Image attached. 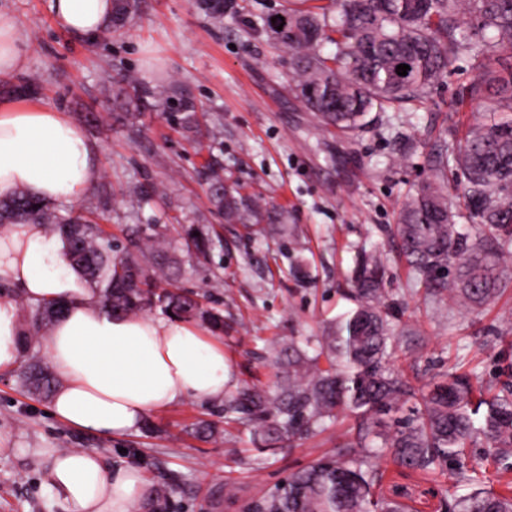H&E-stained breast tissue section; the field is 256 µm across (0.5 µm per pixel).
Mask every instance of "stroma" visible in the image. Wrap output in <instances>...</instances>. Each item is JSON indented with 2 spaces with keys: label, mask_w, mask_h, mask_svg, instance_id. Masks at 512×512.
<instances>
[{
  "label": "stroma",
  "mask_w": 512,
  "mask_h": 512,
  "mask_svg": "<svg viewBox=\"0 0 512 512\" xmlns=\"http://www.w3.org/2000/svg\"><path fill=\"white\" fill-rule=\"evenodd\" d=\"M213 25L194 0H141L139 18L123 32L84 38L54 25L50 0H0L27 41L22 72L0 76V97L36 78L25 103H46L77 122L95 142L101 177L75 209L112 236L115 256L130 247L131 231L160 225L175 240L179 272L171 287L203 295L222 309L219 342L229 366V395L244 386L273 390L288 376L277 363L288 341L313 350L324 327L352 310L348 279L361 250L388 256V299L408 336L398 347L420 383L444 373L479 378L484 392L501 388L512 371V262L506 288L480 311L430 295L399 261L391 232L403 205L430 174L434 156L458 143L488 115L489 101L460 100L474 73L459 57L447 77L414 112H391L354 137L322 131L315 113L285 94L289 56L251 21L282 0H245ZM155 65V82H177L216 121L209 144H197L166 112L142 111L135 125L118 91L127 76ZM218 158L232 177L267 205L285 211L284 225L247 237L241 225L214 215L203 172ZM129 185L151 187L149 204L125 196ZM210 227L217 245L208 258L190 256L178 240L183 227ZM306 279H297L295 265ZM49 399L30 393L21 370L0 373V429L20 448H88L110 463L137 466L148 484L176 479L169 512H246L291 474L357 444L360 418L346 413L295 446L266 443L253 425L223 404L188 400L152 413L154 430L102 437L70 427L49 413ZM217 424L220 438L192 436L199 422ZM384 473L379 493L415 512H443L455 489L456 467L423 475L376 454ZM0 512H62L42 472L21 456H0Z\"/></svg>",
  "instance_id": "35a3bbf8"
}]
</instances>
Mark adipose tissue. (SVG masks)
<instances>
[{
  "instance_id": "adipose-tissue-1",
  "label": "adipose tissue",
  "mask_w": 512,
  "mask_h": 512,
  "mask_svg": "<svg viewBox=\"0 0 512 512\" xmlns=\"http://www.w3.org/2000/svg\"><path fill=\"white\" fill-rule=\"evenodd\" d=\"M51 10L56 27L75 36L112 25V0H52ZM26 54L17 20L0 11V75L21 71ZM99 177L96 148L67 113L0 99V199L23 192L74 204ZM0 284L9 289L0 296V371L19 366L31 333L18 300L65 308L46 329L43 347L59 380L50 412L67 425L121 435L184 400H223L229 369L221 344L178 320L108 314L98 289L70 266L60 237L43 225L0 228ZM30 454L63 512H130L150 498L139 468L110 466L96 450Z\"/></svg>"
}]
</instances>
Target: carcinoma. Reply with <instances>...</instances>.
<instances>
[{"label": "carcinoma", "mask_w": 512, "mask_h": 512, "mask_svg": "<svg viewBox=\"0 0 512 512\" xmlns=\"http://www.w3.org/2000/svg\"><path fill=\"white\" fill-rule=\"evenodd\" d=\"M112 29L124 27L139 0H113ZM204 15L219 21L233 3L196 0ZM282 29H277V26ZM265 29L290 56L284 89L320 118L324 130L357 135L385 112L415 110L461 55L476 71L461 97L480 100L493 90L498 100L489 121L471 127L462 141L431 162L430 176L403 206L397 236L410 273L434 295H448L478 311L503 287V254L512 244V67L500 57L512 53V0H290L288 7L261 18ZM335 50L323 52V44ZM406 64L407 75L396 67ZM130 81L144 105L163 101L179 127L200 134L204 110L176 87ZM468 202L476 227H459L448 205V174ZM211 200L224 223L240 224L258 236L263 224H278L281 214L213 164L206 175ZM34 222L61 236L71 265L97 288L114 314L139 316L157 306L172 315L200 319L213 332L224 331L221 310L203 308L191 296L161 288L138 256L112 257V239L98 225L61 212L19 193L0 199V225ZM134 247L156 246L155 265L171 263L158 225L137 230ZM186 247L205 257L214 239L205 227L185 230ZM386 271L376 251L359 254L350 277L356 308L329 325L313 355L290 345L281 351L288 383L275 392L247 387L230 405L238 419L259 429L268 441L301 438L345 411L369 419L387 415L405 396L419 398L413 418L393 431L366 430L382 441L394 462L432 471L481 445L499 458L512 456V389L487 399L470 379L445 375L424 390L418 376L393 360L399 331L384 288ZM328 367H320V358ZM25 381L50 395L57 379L49 368L32 363ZM377 472L370 456L342 448L294 473L248 512H410V506L375 493ZM174 485L153 487L152 507L166 512ZM450 512H512V491L477 489L457 495Z\"/></svg>", "instance_id": "1"}]
</instances>
